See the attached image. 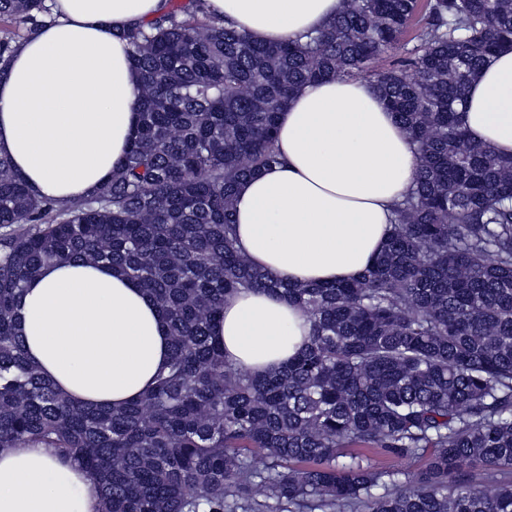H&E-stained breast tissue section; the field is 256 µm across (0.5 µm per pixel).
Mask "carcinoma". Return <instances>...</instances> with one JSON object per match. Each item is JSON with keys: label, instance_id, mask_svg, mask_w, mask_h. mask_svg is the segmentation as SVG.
Segmentation results:
<instances>
[{"label": "carcinoma", "instance_id": "carcinoma-1", "mask_svg": "<svg viewBox=\"0 0 512 512\" xmlns=\"http://www.w3.org/2000/svg\"><path fill=\"white\" fill-rule=\"evenodd\" d=\"M55 16L0 0V78ZM418 44L390 70L372 64ZM139 122L93 193L35 196L0 154V448L40 444L101 481L102 512H512V155L471 140L462 106L512 45V0H344L276 44L168 0L131 35ZM370 78L416 147L414 189L355 279L290 285L235 240L241 180L281 162L278 114L303 85ZM105 262L165 317L167 367L128 405L88 408L28 361L26 284ZM281 292L311 323L288 365L256 376L211 328L241 289ZM374 448L415 473L348 452Z\"/></svg>", "mask_w": 512, "mask_h": 512}]
</instances>
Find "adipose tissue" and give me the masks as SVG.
I'll return each instance as SVG.
<instances>
[{
    "instance_id": "obj_1",
    "label": "adipose tissue",
    "mask_w": 512,
    "mask_h": 512,
    "mask_svg": "<svg viewBox=\"0 0 512 512\" xmlns=\"http://www.w3.org/2000/svg\"><path fill=\"white\" fill-rule=\"evenodd\" d=\"M343 0H207L252 40L278 43L322 29ZM167 0H56L55 22L23 40L0 80V153L30 190L60 202L92 192L124 158L134 132L138 74L129 32ZM470 138L512 154V48L472 83ZM280 165L236 190L238 245L289 284L358 276L380 252L393 206L413 184L415 146L363 80L301 87L279 114ZM19 322L27 357L58 390L95 408L150 388L169 357L154 299L105 265L45 266L25 289ZM304 311L267 290L227 297L213 328L226 361L263 374L309 340ZM96 477L38 444L0 449V512H100Z\"/></svg>"
}]
</instances>
